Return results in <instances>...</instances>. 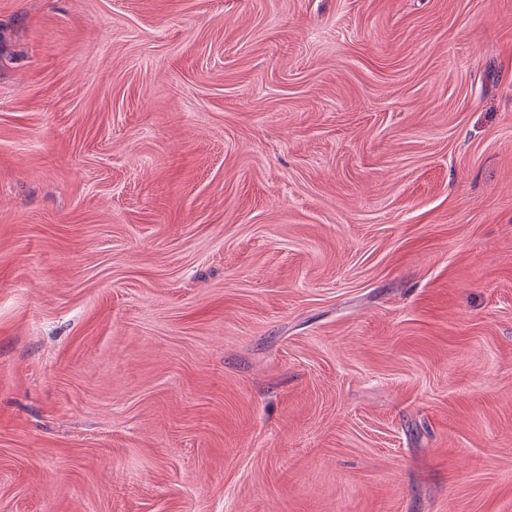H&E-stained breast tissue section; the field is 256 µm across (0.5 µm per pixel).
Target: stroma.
Masks as SVG:
<instances>
[{"label":"stroma","instance_id":"stroma-1","mask_svg":"<svg viewBox=\"0 0 512 512\" xmlns=\"http://www.w3.org/2000/svg\"><path fill=\"white\" fill-rule=\"evenodd\" d=\"M0 512H512V0H0Z\"/></svg>","mask_w":512,"mask_h":512}]
</instances>
